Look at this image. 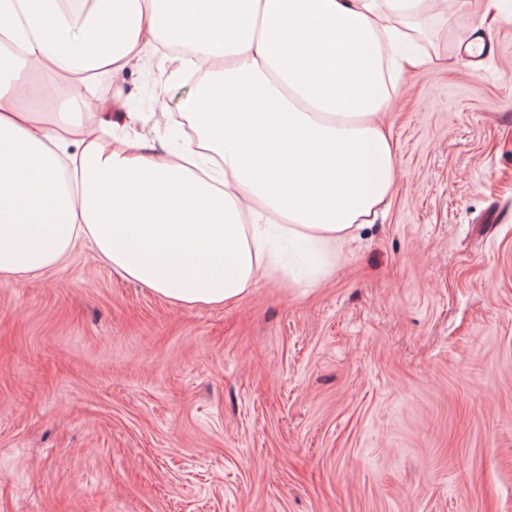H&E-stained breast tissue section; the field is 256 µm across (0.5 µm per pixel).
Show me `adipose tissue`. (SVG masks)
<instances>
[{"label": "adipose tissue", "instance_id": "1", "mask_svg": "<svg viewBox=\"0 0 512 512\" xmlns=\"http://www.w3.org/2000/svg\"><path fill=\"white\" fill-rule=\"evenodd\" d=\"M447 0H0V277L55 266L90 240L170 302L222 304L263 277L309 286L375 223L399 178L386 120L406 69L437 56L420 18ZM149 66L208 90L149 131L81 80ZM40 76L66 111L29 100Z\"/></svg>", "mask_w": 512, "mask_h": 512}]
</instances>
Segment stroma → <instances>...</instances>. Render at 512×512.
<instances>
[{
    "mask_svg": "<svg viewBox=\"0 0 512 512\" xmlns=\"http://www.w3.org/2000/svg\"><path fill=\"white\" fill-rule=\"evenodd\" d=\"M430 19L400 180L313 288L177 305L87 244L0 282V512H512V0ZM482 34L483 60L465 51ZM195 79L100 75L152 124Z\"/></svg>",
    "mask_w": 512,
    "mask_h": 512,
    "instance_id": "1",
    "label": "stroma"
}]
</instances>
